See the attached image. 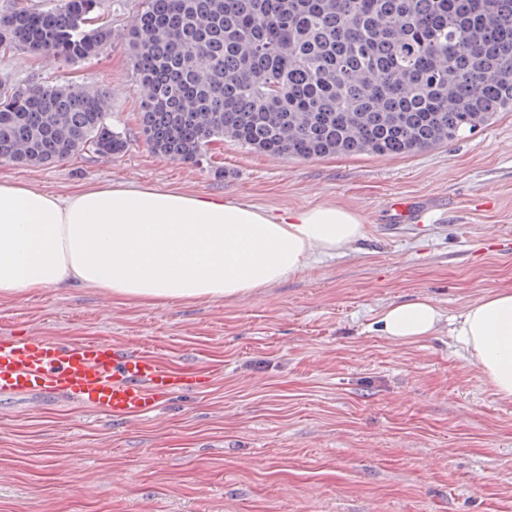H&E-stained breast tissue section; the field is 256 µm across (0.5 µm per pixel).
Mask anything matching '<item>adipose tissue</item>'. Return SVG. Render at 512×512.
Here are the masks:
<instances>
[{"mask_svg": "<svg viewBox=\"0 0 512 512\" xmlns=\"http://www.w3.org/2000/svg\"><path fill=\"white\" fill-rule=\"evenodd\" d=\"M364 234L359 218L337 206L277 216L155 187L104 185L61 197L0 183V296L78 286L147 304L234 298ZM440 321L432 300L418 297L387 308L379 324L407 341ZM453 324L495 394L512 399V292L486 294Z\"/></svg>", "mask_w": 512, "mask_h": 512, "instance_id": "adipose-tissue-1", "label": "adipose tissue"}]
</instances>
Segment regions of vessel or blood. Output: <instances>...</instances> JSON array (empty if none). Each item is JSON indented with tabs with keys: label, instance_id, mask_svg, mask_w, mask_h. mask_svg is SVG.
Returning <instances> with one entry per match:
<instances>
[{
	"label": "vessel or blood",
	"instance_id": "b4317fda",
	"mask_svg": "<svg viewBox=\"0 0 512 512\" xmlns=\"http://www.w3.org/2000/svg\"><path fill=\"white\" fill-rule=\"evenodd\" d=\"M390 212L392 224H421L428 208L398 197ZM183 388L181 373L161 365L156 356L132 354L108 341L0 338V394H60L124 417L154 413L165 397Z\"/></svg>",
	"mask_w": 512,
	"mask_h": 512
}]
</instances>
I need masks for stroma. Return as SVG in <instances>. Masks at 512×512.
Segmentation results:
<instances>
[{
	"mask_svg": "<svg viewBox=\"0 0 512 512\" xmlns=\"http://www.w3.org/2000/svg\"><path fill=\"white\" fill-rule=\"evenodd\" d=\"M140 0H101L112 42L52 63L0 54V79L112 90L127 148L47 166L0 163V182L60 196L96 185L171 188L275 213L337 205L366 235L249 295L127 302L91 288L0 297L1 336L105 339L215 370L213 385L119 418L61 396L0 395V512H512V400L494 395L448 320L512 290V112L406 156H268L227 141L209 162L161 156L141 132L123 31ZM397 197L426 224L389 225ZM444 316L400 342L392 304ZM440 321L441 312L427 297L392 305L379 318L383 335L400 341L427 336L438 328Z\"/></svg>",
	"mask_w": 512,
	"mask_h": 512,
	"instance_id": "35a3bbf8",
	"label": "stroma"
}]
</instances>
